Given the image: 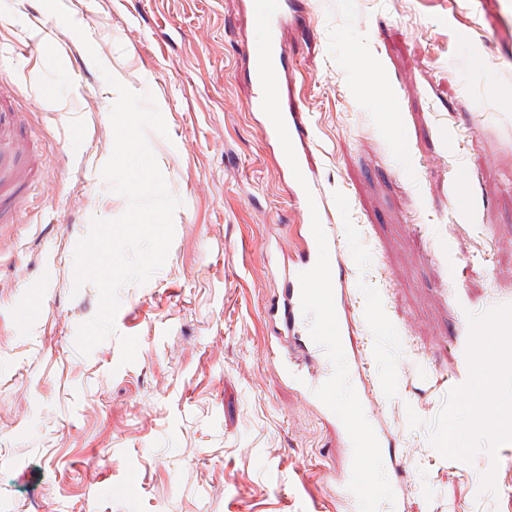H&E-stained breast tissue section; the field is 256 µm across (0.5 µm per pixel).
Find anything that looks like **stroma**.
Returning a JSON list of instances; mask_svg holds the SVG:
<instances>
[{"instance_id":"stroma-1","label":"stroma","mask_w":512,"mask_h":512,"mask_svg":"<svg viewBox=\"0 0 512 512\" xmlns=\"http://www.w3.org/2000/svg\"><path fill=\"white\" fill-rule=\"evenodd\" d=\"M62 4L79 32L0 0V86L40 170L0 224V512H336V434L267 354L265 246L297 254L305 225L245 110L249 0ZM280 37L407 512H512V429L488 416L450 445L462 324L512 300V0H293ZM107 71L162 112L147 141L180 205L165 265L85 355L99 292L75 249L128 208L101 175Z\"/></svg>"}]
</instances>
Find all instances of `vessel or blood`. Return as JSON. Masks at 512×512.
<instances>
[{"label":"vessel or blood","mask_w":512,"mask_h":512,"mask_svg":"<svg viewBox=\"0 0 512 512\" xmlns=\"http://www.w3.org/2000/svg\"><path fill=\"white\" fill-rule=\"evenodd\" d=\"M16 125V115L12 112L0 113V223L11 224L15 221V201L25 189L21 178L23 162L18 157V143L10 137V131ZM328 250L331 257V280L334 298H342L347 283L344 277L345 263L342 249L334 225H325ZM318 258V245L314 236H307L305 246L294 265L289 266L283 277V283L277 294L271 299L267 313L272 319L278 338L281 341L305 348L314 359V366L294 365L288 369V383L296 387L304 400H315V391L332 374L333 367L324 349L315 344L309 333V319L301 308V284L299 275L314 266ZM503 306L485 312L480 322L471 324L465 331L467 346L466 358L470 365L474 384L463 390L462 423L454 431L458 447H466L472 427L482 417L502 412L503 393L492 375L491 361L499 344L498 337L489 333L490 327L502 315ZM363 401L369 406L367 419L372 425L380 444H392L393 437L380 421L383 405L372 391H365Z\"/></svg>","instance_id":"b4317fda"}]
</instances>
